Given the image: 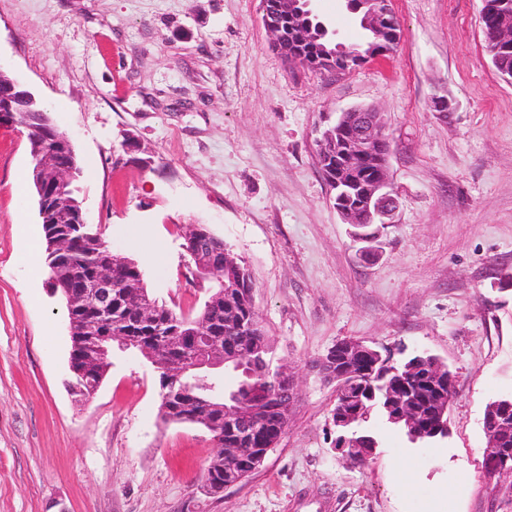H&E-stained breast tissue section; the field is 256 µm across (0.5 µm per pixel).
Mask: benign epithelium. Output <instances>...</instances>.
<instances>
[{"label": "benign epithelium", "instance_id": "benign-epithelium-1", "mask_svg": "<svg viewBox=\"0 0 512 512\" xmlns=\"http://www.w3.org/2000/svg\"><path fill=\"white\" fill-rule=\"evenodd\" d=\"M348 8L360 15L361 25L369 32L378 50L366 53L349 51L345 43L336 42V50L324 54L319 69L329 72L346 70L353 64L363 63L388 53V46L399 41L392 19L390 0H347ZM311 0H259L264 26L274 37V45L287 59L300 63L296 56L299 47L321 36L328 35L322 22L312 24L307 16ZM490 42L499 46H512V11L508 8L491 18ZM20 112H36L39 120L22 124L27 132L32 156V178L38 197V211L43 224H76L87 226L78 201L73 199L71 183L78 171L73 144L66 133L60 131L51 116L16 80L0 70V124H17ZM317 163L323 176L334 191V205L345 223L355 228L356 239L363 243L360 255L370 260L377 255L375 243L379 225L396 208L389 190V140L385 134L380 113L368 108L342 112L336 122L327 127L316 140ZM210 236L202 225H192L185 234L184 248L194 262L195 278L212 283L213 298L231 299L234 289L243 284L248 273L227 250L221 256L209 254L201 247L203 238ZM104 253L99 259L98 276L92 281L70 278L60 279L51 274L48 286L61 294L75 325L84 316L83 332L95 335L96 317L112 311L115 295L112 281L124 274L131 264L115 253L112 246L100 239ZM140 317L151 320L156 305L147 290L137 289ZM112 337L96 340L95 353L85 361L70 356L71 375H83L100 386L107 374ZM392 350H377L358 340H342L333 345L320 358L319 368L336 382V405L333 420L340 435L336 450L358 460L374 454L375 446H362L352 439L362 421L360 406L362 395L350 380L354 370L368 375L373 384L367 393L380 387L385 397V409L390 420L400 423L413 442L435 436H448V412L456 396V377L446 365L432 356H414L402 362L394 359ZM244 359L226 358L212 344L201 345V354L191 366H180V373L196 372L183 398L186 408L207 404L206 396L215 391L218 381L215 370L232 366L243 368ZM275 395L255 391L247 398L228 396L224 399L226 420H245L258 438L231 435L224 437L221 428L205 422L213 435L215 447L237 449L235 457L226 467L246 469L263 463L268 452L275 448L283 435L290 409L296 396L293 378L284 370L278 371ZM487 443L484 461L490 478L512 476V448L503 447L506 437L512 436V398L490 403L483 418Z\"/></svg>", "mask_w": 512, "mask_h": 512}]
</instances>
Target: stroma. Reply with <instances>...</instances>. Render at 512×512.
Instances as JSON below:
<instances>
[{"label": "stroma", "mask_w": 512, "mask_h": 512, "mask_svg": "<svg viewBox=\"0 0 512 512\" xmlns=\"http://www.w3.org/2000/svg\"><path fill=\"white\" fill-rule=\"evenodd\" d=\"M311 6L339 41L365 39L345 0ZM392 6L396 51L329 73L273 48L259 0H0V64L71 137L87 222L190 315L208 293L184 234L207 225L247 267L273 365L298 389L277 446L216 495L201 489L211 434L162 422L139 351L113 347L77 400L66 303L20 257L44 240L17 182L26 132L0 125V512H512V477L483 467L485 407L512 395V81L485 49L482 0ZM357 107L382 116L399 203L369 262L316 161L319 127ZM349 338L446 364L449 436L413 444L376 419L374 456L337 453L317 361Z\"/></svg>", "instance_id": "35a3bbf8"}]
</instances>
